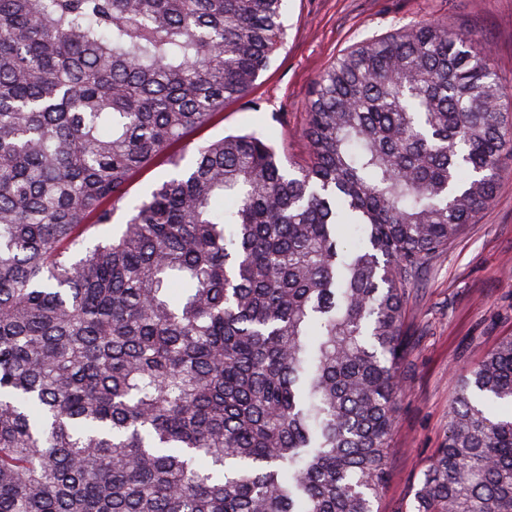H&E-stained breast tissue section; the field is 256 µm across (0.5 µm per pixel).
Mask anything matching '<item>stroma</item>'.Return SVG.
Wrapping results in <instances>:
<instances>
[{
  "label": "stroma",
  "instance_id": "1",
  "mask_svg": "<svg viewBox=\"0 0 512 512\" xmlns=\"http://www.w3.org/2000/svg\"><path fill=\"white\" fill-rule=\"evenodd\" d=\"M429 18L489 44L495 70L512 83V0H289L286 43L252 94L227 104L172 152L189 160L205 140L272 126L278 150L305 163L304 107L319 75L359 42ZM404 331L405 395L379 512H410L414 486L447 432L459 374L512 336L511 163L494 201L410 285Z\"/></svg>",
  "mask_w": 512,
  "mask_h": 512
}]
</instances>
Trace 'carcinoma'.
<instances>
[{
	"label": "carcinoma",
	"mask_w": 512,
	"mask_h": 512,
	"mask_svg": "<svg viewBox=\"0 0 512 512\" xmlns=\"http://www.w3.org/2000/svg\"><path fill=\"white\" fill-rule=\"evenodd\" d=\"M287 7L0 0V512H375L408 286L493 202L512 86L428 19L314 82L308 166L253 129L181 167ZM504 404L512 337L458 377L413 512H512ZM171 171V166L162 161L137 174L129 186V198H138L149 191L153 185L164 179Z\"/></svg>",
	"instance_id": "1"
}]
</instances>
